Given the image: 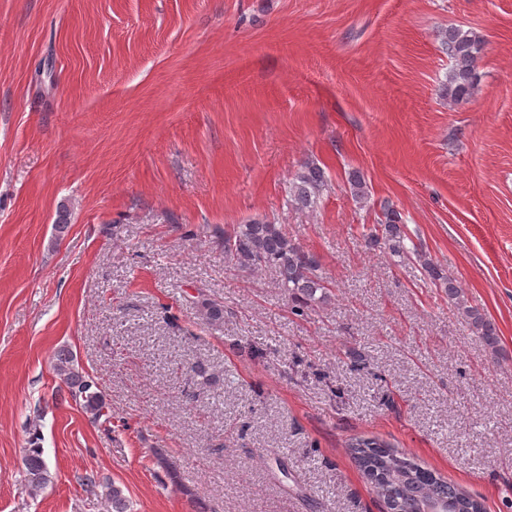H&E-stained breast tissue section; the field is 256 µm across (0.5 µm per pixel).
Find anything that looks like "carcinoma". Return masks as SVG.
<instances>
[{"mask_svg":"<svg viewBox=\"0 0 512 512\" xmlns=\"http://www.w3.org/2000/svg\"><path fill=\"white\" fill-rule=\"evenodd\" d=\"M442 46L453 61L445 94L454 103L467 100L479 91L476 63L482 39L473 31L450 28L442 35ZM349 184L355 199L361 204L367 202L369 194L363 176L352 173ZM326 185L325 171L314 162H306L289 186L290 201L299 208H312ZM381 210L380 221L368 229V244L384 246L401 263L416 262L429 283L444 290L448 302L471 330L488 348L497 350L499 336L492 320L467 305L462 288L448 275V270L435 261L422 244L414 242L397 208L386 202L381 205ZM224 256L248 270L273 269L279 287L288 294L298 313L330 300L327 281L318 274V258L292 240L280 224L254 219L236 225L224 232ZM55 371L65 385L58 391L60 400L70 399L78 403L95 419L105 415L106 403L102 395L92 390L93 382L79 370L71 352L62 350L58 353ZM351 451L355 463L374 484L388 512H420V503L438 498L452 501L453 512H485L483 503L468 491L397 453L386 443L359 440L351 444ZM24 466L28 487L33 492L42 490L49 481L43 449H26ZM105 499L111 512L129 510L127 498L114 485L106 487Z\"/></svg>","mask_w":512,"mask_h":512,"instance_id":"carcinoma-1","label":"carcinoma"}]
</instances>
